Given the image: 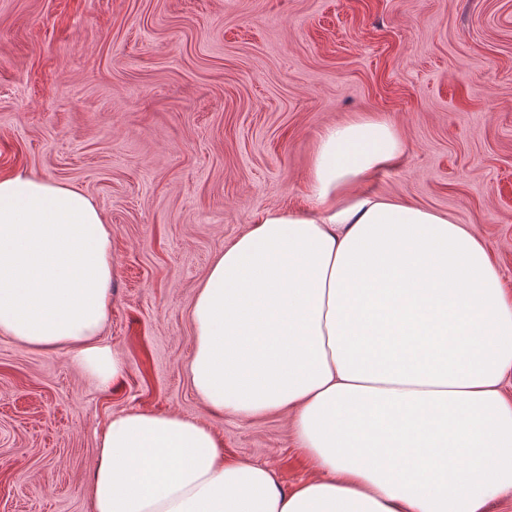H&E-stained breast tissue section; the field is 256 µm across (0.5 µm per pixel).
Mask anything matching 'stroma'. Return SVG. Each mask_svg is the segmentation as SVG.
<instances>
[{
    "label": "stroma",
    "mask_w": 512,
    "mask_h": 512,
    "mask_svg": "<svg viewBox=\"0 0 512 512\" xmlns=\"http://www.w3.org/2000/svg\"><path fill=\"white\" fill-rule=\"evenodd\" d=\"M374 116L400 154L368 191L474 228L512 290V0H0V176L87 194L112 228L103 388L74 350L0 335V512H93L114 414L210 426L285 486L312 470L286 416L214 415L189 377L215 257L308 205L328 125Z\"/></svg>",
    "instance_id": "1"
}]
</instances>
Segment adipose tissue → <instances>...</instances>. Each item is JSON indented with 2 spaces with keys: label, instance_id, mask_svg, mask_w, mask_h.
Wrapping results in <instances>:
<instances>
[{
  "label": "adipose tissue",
  "instance_id": "1",
  "mask_svg": "<svg viewBox=\"0 0 512 512\" xmlns=\"http://www.w3.org/2000/svg\"><path fill=\"white\" fill-rule=\"evenodd\" d=\"M395 128H325L307 210L271 207L192 305L191 381L214 413L287 414L312 478L283 487L177 415L122 412L98 438L94 512H486L512 494V294L480 237L370 193ZM112 231L83 192L0 177V334L69 346L107 385Z\"/></svg>",
  "mask_w": 512,
  "mask_h": 512
}]
</instances>
